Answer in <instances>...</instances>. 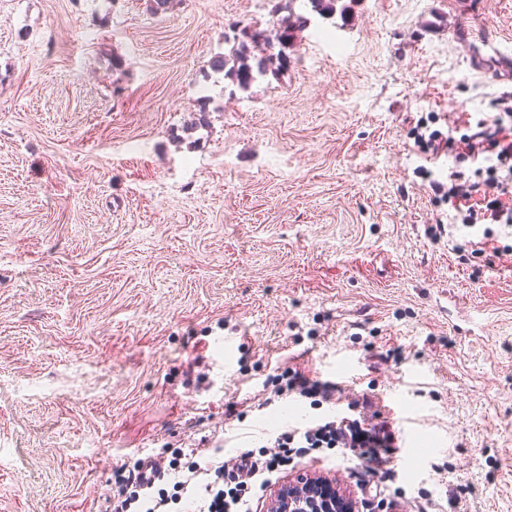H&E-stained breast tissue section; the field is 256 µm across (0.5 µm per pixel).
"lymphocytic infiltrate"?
Here are the masks:
<instances>
[{"instance_id":"1","label":"lymphocytic infiltrate","mask_w":512,"mask_h":512,"mask_svg":"<svg viewBox=\"0 0 512 512\" xmlns=\"http://www.w3.org/2000/svg\"><path fill=\"white\" fill-rule=\"evenodd\" d=\"M492 118L476 123L471 134L460 139H439L436 134L418 136L417 146L423 153H441L482 159L488 173L484 182H472L453 171L447 181L430 180L434 197L448 203L457 223L472 228L483 225V236L491 238L495 224H512V139L506 135L512 128V93L494 98ZM277 396L296 394L340 401L342 390L330 381L313 380L298 371L287 373ZM359 409L356 418L339 415L315 422L312 426L283 431L259 449L240 451L233 467L218 460L189 461L177 474L174 496L158 489L164 473L145 479L141 462L121 464L115 492L116 500H104L102 512H165L174 504L178 512H249L259 491L271 484L274 473L306 458L322 459L336 448H361L365 463L355 474L356 485H365L367 477L395 480L397 473L390 465L399 439L388 420H364L363 415L376 405L375 395L364 392L353 400Z\"/></svg>"}]
</instances>
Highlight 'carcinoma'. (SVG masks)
I'll return each mask as SVG.
<instances>
[{
  "mask_svg": "<svg viewBox=\"0 0 512 512\" xmlns=\"http://www.w3.org/2000/svg\"><path fill=\"white\" fill-rule=\"evenodd\" d=\"M305 23L302 16L297 17L293 24L283 19L272 39L250 24L232 25L230 32L224 34V41L232 43L230 54L214 59L211 67L217 72H224L240 88L246 89L267 72L288 68L289 50L295 34Z\"/></svg>",
  "mask_w": 512,
  "mask_h": 512,
  "instance_id": "carcinoma-1",
  "label": "carcinoma"
}]
</instances>
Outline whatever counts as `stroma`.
I'll return each mask as SVG.
<instances>
[{
  "instance_id": "obj_1",
  "label": "stroma",
  "mask_w": 512,
  "mask_h": 512,
  "mask_svg": "<svg viewBox=\"0 0 512 512\" xmlns=\"http://www.w3.org/2000/svg\"><path fill=\"white\" fill-rule=\"evenodd\" d=\"M291 14L287 69L211 70ZM506 53L512 0H0V512H95L166 446L232 459L336 410L263 407L272 376L353 366L403 402L395 512H512V226L472 261L433 239L418 167L477 165L414 145L491 112ZM361 454L300 467L357 503Z\"/></svg>"
}]
</instances>
